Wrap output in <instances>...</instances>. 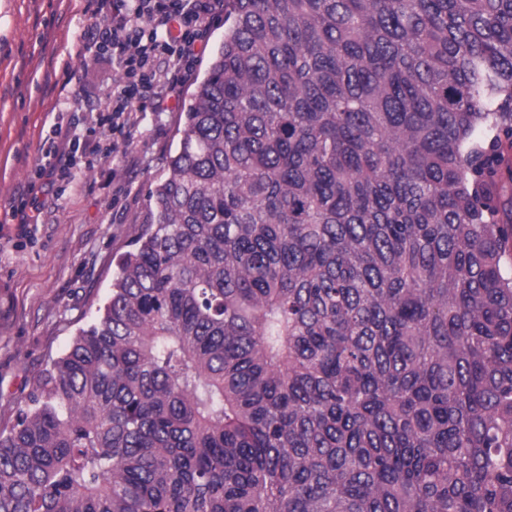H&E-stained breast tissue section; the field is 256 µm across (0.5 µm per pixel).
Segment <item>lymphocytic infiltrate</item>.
Segmentation results:
<instances>
[{"label": "lymphocytic infiltrate", "mask_w": 512, "mask_h": 512, "mask_svg": "<svg viewBox=\"0 0 512 512\" xmlns=\"http://www.w3.org/2000/svg\"><path fill=\"white\" fill-rule=\"evenodd\" d=\"M100 21L75 37L79 57H111L121 71L122 85L95 122L110 131L127 133L133 115L142 111L149 90L175 88L191 74L197 45L207 25L224 8V0H85ZM166 56L168 69L158 72L154 61ZM114 145L97 137H79L64 130L55 116L29 173V188L72 181L76 157L90 161L114 153Z\"/></svg>", "instance_id": "lymphocytic-infiltrate-1"}]
</instances>
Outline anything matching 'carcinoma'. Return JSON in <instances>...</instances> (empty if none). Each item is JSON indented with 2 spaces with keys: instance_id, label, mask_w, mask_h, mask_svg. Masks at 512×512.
I'll list each match as a JSON object with an SVG mask.
<instances>
[{
  "instance_id": "obj_1",
  "label": "carcinoma",
  "mask_w": 512,
  "mask_h": 512,
  "mask_svg": "<svg viewBox=\"0 0 512 512\" xmlns=\"http://www.w3.org/2000/svg\"><path fill=\"white\" fill-rule=\"evenodd\" d=\"M0 512H512V0H224Z\"/></svg>"
}]
</instances>
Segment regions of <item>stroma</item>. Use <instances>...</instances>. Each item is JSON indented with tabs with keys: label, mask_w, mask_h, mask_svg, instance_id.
I'll list each match as a JSON object with an SVG mask.
<instances>
[{
	"label": "stroma",
	"mask_w": 512,
	"mask_h": 512,
	"mask_svg": "<svg viewBox=\"0 0 512 512\" xmlns=\"http://www.w3.org/2000/svg\"><path fill=\"white\" fill-rule=\"evenodd\" d=\"M94 23L83 0H0V430L12 426L46 363L106 302L147 191L177 146L184 107L224 39L219 18L164 109L136 113V132L119 140L115 158L79 168L62 198L38 194V223H18L10 206L52 114L86 133L121 81L111 62L68 55L75 34Z\"/></svg>",
	"instance_id": "35a3bbf8"
}]
</instances>
